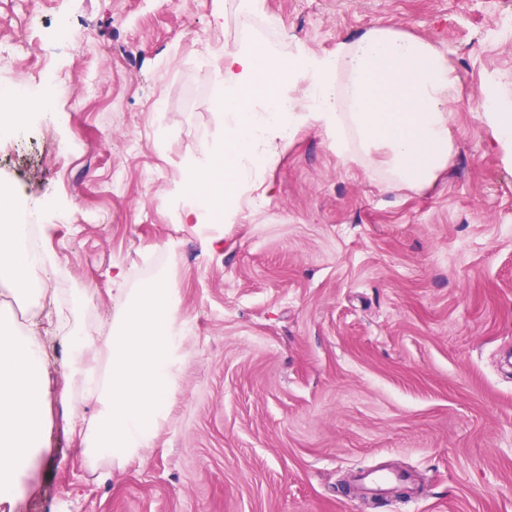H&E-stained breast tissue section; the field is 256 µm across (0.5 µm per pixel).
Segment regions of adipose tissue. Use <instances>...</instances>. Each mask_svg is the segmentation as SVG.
Instances as JSON below:
<instances>
[{
	"mask_svg": "<svg viewBox=\"0 0 512 512\" xmlns=\"http://www.w3.org/2000/svg\"><path fill=\"white\" fill-rule=\"evenodd\" d=\"M224 140L190 166L177 192L190 197L181 219L198 224L214 197L225 214L257 189L255 162L273 163L299 127H319L343 161L384 172L392 187L422 189L447 168L453 151L450 98L458 79L446 55L426 40L379 26L337 43L329 54L301 52L280 61L264 45L225 50ZM262 100L266 111L252 109ZM497 140L512 151V99L487 88L480 104ZM47 261L39 237L14 213L13 190L0 184V287L27 306L26 326L0 306V504H15L47 455L43 338L65 333V377L96 410L76 429L89 463L120 468L149 447L178 389L182 325L165 277L121 300L111 324H72L66 306L41 312L33 274Z\"/></svg>",
	"mask_w": 512,
	"mask_h": 512,
	"instance_id": "ef3b65f1",
	"label": "adipose tissue"
}]
</instances>
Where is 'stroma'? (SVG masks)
<instances>
[{
  "label": "stroma",
  "instance_id": "35a3bbf8",
  "mask_svg": "<svg viewBox=\"0 0 512 512\" xmlns=\"http://www.w3.org/2000/svg\"><path fill=\"white\" fill-rule=\"evenodd\" d=\"M264 8L277 30L235 0H0V48L32 49L0 66V89H61L0 140V183L54 258L37 282L80 296L88 323L163 271L186 329L176 398L116 470L82 457L69 425L94 404L67 395V346L48 342L51 453L0 512H512V159L477 110L488 80L512 92V40L493 30L512 0ZM380 24L430 42L459 77L443 174L391 188L302 127L233 220L181 223L174 184L224 138L225 48L257 37L322 54ZM74 138L98 155L67 153ZM376 470L416 483L349 485Z\"/></svg>",
  "mask_w": 512,
  "mask_h": 512
}]
</instances>
